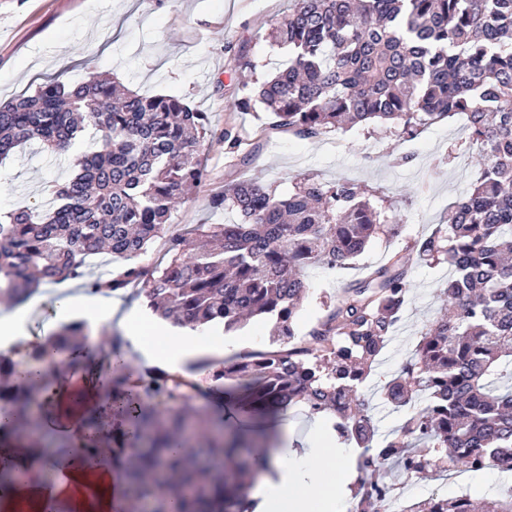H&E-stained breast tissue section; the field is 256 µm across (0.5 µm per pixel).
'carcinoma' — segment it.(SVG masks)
Instances as JSON below:
<instances>
[{
    "instance_id": "obj_1",
    "label": "carcinoma",
    "mask_w": 512,
    "mask_h": 512,
    "mask_svg": "<svg viewBox=\"0 0 512 512\" xmlns=\"http://www.w3.org/2000/svg\"><path fill=\"white\" fill-rule=\"evenodd\" d=\"M271 38L292 53L288 66L257 87L238 83L231 107L265 112L274 129L313 140L381 122L411 140L468 117L479 173L444 223L349 284L298 340L294 317L307 292L300 271L352 266L372 239L392 233L386 212L394 196L409 200L417 188L392 196L303 176L280 198L255 179L229 184L212 204L239 222L198 224L170 238L168 262L149 274L130 259L163 235L171 204L207 180L199 158L207 115L108 80L54 79L32 96L0 102V163L32 142L66 153L88 129L95 148L53 186L48 203L0 212V297L18 304L42 284L82 279L90 293L136 292L179 328L231 333L252 317L276 316L277 348L192 367L208 369L250 407L302 405L312 416L336 417L338 437L363 448L347 512H379L382 464L392 458L417 474L428 468L412 465L416 453L435 466L448 459L467 471L512 472V0H291ZM102 253L127 264L85 279L87 260ZM417 258L446 263L453 275L440 316L379 390L408 412L403 439L374 448L364 385L401 319ZM88 336L84 320L61 324L50 343L29 351L27 380L0 354V399L18 402L0 417L39 432L26 408L53 399L58 352H85ZM109 355L122 367L112 378V435L84 455L121 463L128 512H254L250 492L266 469L261 435L224 437L196 409L195 382L159 370L131 380L115 337ZM408 512L476 506L467 494L433 493ZM482 512H512V489L484 501Z\"/></svg>"
}]
</instances>
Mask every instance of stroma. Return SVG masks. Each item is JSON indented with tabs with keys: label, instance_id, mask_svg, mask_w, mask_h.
<instances>
[{
	"label": "stroma",
	"instance_id": "35a3bbf8",
	"mask_svg": "<svg viewBox=\"0 0 512 512\" xmlns=\"http://www.w3.org/2000/svg\"><path fill=\"white\" fill-rule=\"evenodd\" d=\"M289 0H0V99L34 93L47 80L85 81L107 74L128 89L143 94L181 98L208 116L205 161L210 178L171 211L168 235L197 224H230L237 216L213 208L211 198L225 184L256 178L287 195L299 177L323 182L345 177L373 188L420 186L413 199L397 202L395 234L372 240L351 268L304 269L309 294L295 318L298 334H306L336 301L345 287L369 268L385 262L430 235L478 173L474 162L455 169L449 151H465L459 122L431 126L417 139L394 141L385 128L372 132L355 128L340 135L302 140L289 133L265 129L264 118L237 112L231 98L241 74L232 61L247 54L262 76L287 66L288 51L271 46L272 24L288 12ZM238 131L250 144L246 159L224 157L223 134ZM78 150L50 155L29 146L0 163V210L30 207L45 200L47 181L64 180L74 167ZM448 277L444 266L419 262L413 287L396 332L387 341L366 382L392 376L410 354L426 324L444 305L440 285ZM68 280L29 307L22 332L30 343H44L62 323L57 297L81 291ZM494 472H464L462 480L443 487L432 478L390 468L388 480L404 499L432 492L454 496L467 491L473 501L484 498L478 481H492Z\"/></svg>",
	"mask_w": 512,
	"mask_h": 512
}]
</instances>
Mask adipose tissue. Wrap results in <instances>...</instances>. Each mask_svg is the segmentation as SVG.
I'll use <instances>...</instances> for the list:
<instances>
[{
	"mask_svg": "<svg viewBox=\"0 0 512 512\" xmlns=\"http://www.w3.org/2000/svg\"><path fill=\"white\" fill-rule=\"evenodd\" d=\"M104 322H116L123 340L142 344L144 332H151L156 359L179 361L200 353L192 337L173 339L161 322L145 326L137 315H119L117 307L99 311ZM76 452L58 461L53 481L42 478L39 460L17 451L11 444L0 445V467L25 476L24 489L0 494V512H113L114 484L121 477L119 465L91 470L82 465ZM355 458L349 447H331L320 439L318 447L297 451L281 447L271 456V471L252 490L255 512H338L349 496Z\"/></svg>",
	"mask_w": 512,
	"mask_h": 512,
	"instance_id": "obj_1",
	"label": "adipose tissue"
}]
</instances>
